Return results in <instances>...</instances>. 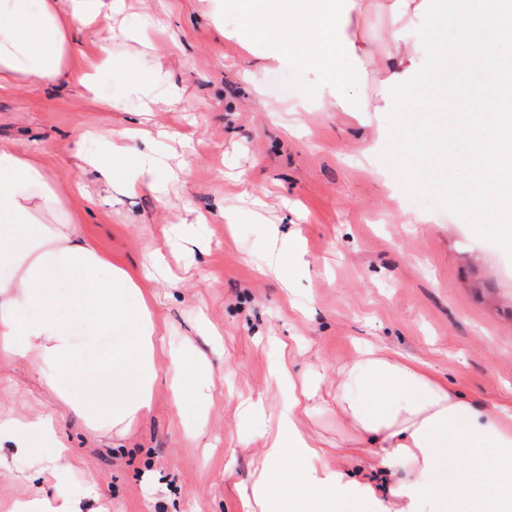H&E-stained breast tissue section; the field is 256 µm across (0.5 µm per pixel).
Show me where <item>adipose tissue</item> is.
<instances>
[{"label": "adipose tissue", "instance_id": "ef3b65f1", "mask_svg": "<svg viewBox=\"0 0 512 512\" xmlns=\"http://www.w3.org/2000/svg\"><path fill=\"white\" fill-rule=\"evenodd\" d=\"M463 2L390 0L398 21L388 31L385 57L394 69L382 78L381 97L374 102L353 93L363 80L367 55L351 31L356 0H226L248 38L263 39L272 26L282 30L276 59L315 73L313 98L344 112H394L430 87L448 61L447 42L435 37L426 41L423 66L402 48L410 28L439 29ZM478 2L495 22L494 37L475 47L470 65L488 78L500 70L502 46H512V0ZM101 6L102 0H0V81L55 80L69 49L68 31L92 30ZM102 71L124 84L134 115L183 100L182 90L162 67H155L147 79L133 75L131 62L113 54L108 37L77 77L87 94L96 95ZM504 91V82H497L488 112L480 117L489 127L482 147L485 158L473 172L475 188L459 195L458 207L475 236H494L512 247V225L486 221L492 213L512 214V115L490 117ZM95 138L99 150L84 161L104 185L119 177L127 190L146 187L165 195L172 177L168 169L138 162L119 176L112 166L113 156L127 152L128 139L150 146L155 139L151 130L112 129L97 132ZM194 234L191 224L164 230L162 249L145 258L140 275H130L83 237L75 219L64 216L62 199L42 162L0 145V367L27 362L93 430L105 414L113 424L129 425L149 413L160 343L151 319H144L127 347L101 354L87 365L60 310L74 306L90 335H108L122 318L127 299L134 296L147 304L146 288L165 248L181 246ZM271 237L275 245L268 269L294 274L308 266L299 229L275 228ZM189 356V347H181L171 368L174 405L185 424L197 420L184 408L186 396H194L197 409H204L211 381L209 366L184 370ZM78 385L84 394L75 400L71 392ZM317 395L311 375L289 380L288 400L263 450L261 472L245 495L246 512H368L383 497L392 498L394 512H423L426 503L435 512H512V400L480 403L442 383L416 358L382 345L362 346L340 370L335 397L337 419L360 433L379 468L364 497L358 498L351 493L352 479L326 469L324 448L296 425ZM1 438L21 455L54 449L56 477H67L69 450L57 434L53 414L28 421L0 417ZM399 468L407 478L397 482L393 475ZM285 469L292 481L280 480Z\"/></svg>", "mask_w": 512, "mask_h": 512}]
</instances>
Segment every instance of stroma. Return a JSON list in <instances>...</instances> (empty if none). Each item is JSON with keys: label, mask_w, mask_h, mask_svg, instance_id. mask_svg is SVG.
<instances>
[{"label": "stroma", "mask_w": 512, "mask_h": 512, "mask_svg": "<svg viewBox=\"0 0 512 512\" xmlns=\"http://www.w3.org/2000/svg\"><path fill=\"white\" fill-rule=\"evenodd\" d=\"M356 2L351 30L372 51L358 93L374 100L391 19L387 0ZM465 11L469 27L453 17L438 31L453 68L494 27L476 0ZM131 23L147 43L117 40L113 51L132 59L141 75L162 65L185 90L181 104L148 120L166 131L153 157L179 173L172 206L146 189L127 193L118 182L101 189L96 171L79 165L76 148L98 149L89 131L118 129L133 118L132 103L113 107L123 88L111 74L100 76L97 101L75 79L98 49L93 32L70 31L72 49L55 81L19 79L0 88V144L39 158L86 238L131 274L160 246L164 225L199 215L206 221L196 228L197 250L168 254L167 269L150 284L164 345L148 415L125 430L105 419L92 431L27 364L0 369V409L22 418L52 412L76 461L59 486L51 449L26 456L0 449L10 465L0 476V512L56 488L80 498L82 512H245L264 429L247 421L239 404L262 400L271 417L283 408L270 370L277 343L293 373L322 381L324 406L299 425L327 448L324 462L334 470L355 465L337 445L360 440L329 406L359 341L420 358L479 402L512 399V280L503 276L512 250L495 238L475 240L454 204L470 188L486 131L449 134L438 184L405 185L401 172L385 169L386 153L407 114L441 110L438 88L395 112L318 109L310 103L314 75L278 62L272 40L244 45L224 0H125L111 24L117 30ZM408 215L421 223H405ZM271 224L300 225L305 237L310 263L288 289L256 271ZM138 327L131 299L115 335L89 336L78 322L72 332L93 359L124 347ZM188 340L213 376L198 429L180 422L166 378L171 350Z\"/></svg>", "instance_id": "35a3bbf8"}]
</instances>
